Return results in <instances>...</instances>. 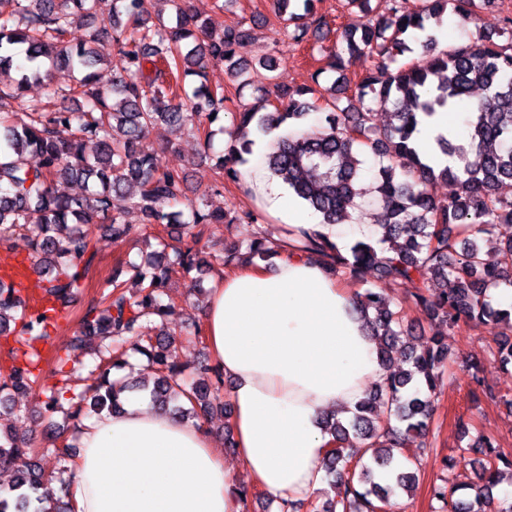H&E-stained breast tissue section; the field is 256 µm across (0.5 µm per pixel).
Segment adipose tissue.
Returning <instances> with one entry per match:
<instances>
[{"mask_svg":"<svg viewBox=\"0 0 512 512\" xmlns=\"http://www.w3.org/2000/svg\"><path fill=\"white\" fill-rule=\"evenodd\" d=\"M274 206L290 226L321 228L337 244L367 224L315 225L295 201ZM353 289L305 255L282 249L274 268L244 263L220 276L204 307L212 361L235 385V448L253 482L277 499H304L322 485L330 437L324 411L353 410L381 381L377 346ZM67 493L76 512H241L236 478L205 428L128 405L84 429Z\"/></svg>","mask_w":512,"mask_h":512,"instance_id":"1","label":"adipose tissue"}]
</instances>
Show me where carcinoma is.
I'll return each instance as SVG.
<instances>
[{"mask_svg":"<svg viewBox=\"0 0 512 512\" xmlns=\"http://www.w3.org/2000/svg\"><path fill=\"white\" fill-rule=\"evenodd\" d=\"M317 0H272L273 11L293 27L292 39L307 41L310 28L327 26L317 15ZM494 0H420L410 10L408 0H390L387 12L374 13L371 0H343L358 21L346 27L338 42L321 47L327 67H342L343 53L377 59L375 69L356 87L345 107L336 85L327 88L323 130L281 139L267 155L271 175L280 179L314 212L323 224L351 220L356 199L368 194L382 203L380 236L340 247L317 231L288 229L289 245L319 261L329 274L349 273L364 278L378 269L396 284H415L413 307L429 320L435 332L418 346L405 347L407 368L395 370L389 351L409 335L411 325L403 311H393L386 289H367L359 309L370 335L378 340L384 381L361 399L348 424L331 414L323 419L330 435L324 463L325 480L333 496L306 502L281 500L279 512H383L390 495L410 493L418 475L400 461L393 448L422 437L432 421L434 397L448 366V345L442 330L461 323L472 327L489 321L507 326L494 337L490 355L512 365V313L496 309L488 290L512 288V41L503 45L484 33L465 45L441 51L433 34L450 12L467 22ZM250 39L244 24L209 31V21L194 13L191 0H112V16L99 17L98 0H0V75L14 68L15 80L0 81V100L24 96L32 81L47 78L43 61L78 73L65 89H55L46 100L31 104L23 116L0 114V244L23 232L29 239L33 268L43 275V301L31 300L14 282L0 277V336L12 335L20 347L9 351L12 363L0 369V408L38 384L41 361L38 344L49 339L47 328L68 311L85 287L95 261L94 229L112 238L135 233L125 220V202L139 210L147 224L183 229L186 242L179 247L157 237L162 249L137 264L126 262L129 278L121 270L105 280L100 300L81 320L68 352L86 349L91 337L99 347L112 350V360L100 359L97 383L63 406L68 383L44 389L42 414L53 420L62 412L75 427L91 414L118 415L127 393L137 389L127 377L111 371L133 368L129 358L140 355L155 374L150 396L160 409L172 398L191 405L197 424L209 423L227 408L220 392L224 372L214 363L195 369L192 380L175 360L177 336L167 330L149 336L143 321L161 323L175 313V303L164 302L169 274L180 269L188 276L205 258L228 268L247 258H270L278 251L263 237L246 244L231 243L219 254L207 251L204 231L220 224H254L251 212H214L204 199L186 203V210H170L182 203L185 176L163 167L160 156L143 149L142 141L157 123L180 136L204 130L203 146L210 149L224 127L212 125L228 110L221 88L202 84L189 93L185 80L203 76L210 63H222L240 84L249 83V64L237 58ZM424 48L421 59L397 65L411 51L407 40ZM106 62L114 73L112 88L98 86L95 67ZM484 91L470 109L464 140L436 139L448 158L435 165L418 151L416 135L422 122L438 109L453 108L475 90ZM314 90L277 91V105L244 108L232 113L233 129L219 156V180H241L254 141L250 133L267 134L284 124L301 123L316 108L307 98ZM390 114L387 127L373 124L371 104ZM94 144L87 155L85 143ZM380 158L371 184L364 183L361 154ZM437 178L456 186L454 194L438 199L428 190ZM58 180L83 182L78 195L56 194ZM472 399L484 391L480 364L466 365ZM484 458L478 460L482 485L471 499L458 498L459 488L435 484L431 497L438 512H512L505 496L496 510H488L498 485V466L510 465L489 439L478 441ZM0 471L15 473L12 494H0V512H75L42 503L44 486L55 476L33 460L31 448L12 432L0 429Z\"/></svg>","mask_w":512,"mask_h":512,"instance_id":"obj_1","label":"carcinoma"}]
</instances>
